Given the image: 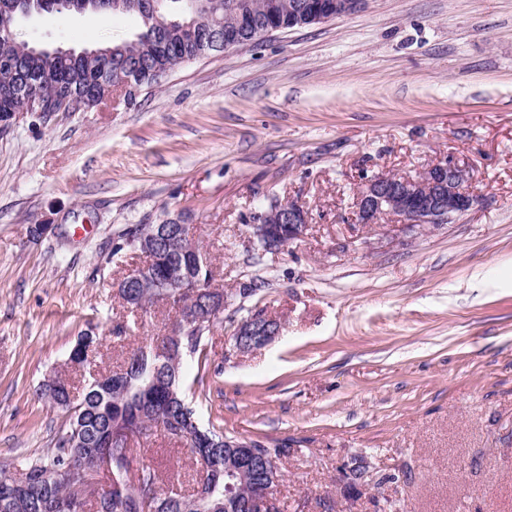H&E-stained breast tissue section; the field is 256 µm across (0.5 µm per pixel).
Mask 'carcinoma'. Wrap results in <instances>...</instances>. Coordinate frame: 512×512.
Listing matches in <instances>:
<instances>
[{
  "label": "carcinoma",
  "mask_w": 512,
  "mask_h": 512,
  "mask_svg": "<svg viewBox=\"0 0 512 512\" xmlns=\"http://www.w3.org/2000/svg\"><path fill=\"white\" fill-rule=\"evenodd\" d=\"M131 1L140 6V13L135 15L137 31L127 41L101 45L111 51L108 62L88 56L68 58L64 62L37 56L31 53L30 43L4 34L3 26L9 18L8 13H0V121L19 107L28 112H48L64 99L70 111L81 112L94 107L104 97L117 70L132 76L142 86H158L157 74L195 59L197 45L186 31L193 24V15L181 13L180 0H112V6L104 14L126 15V6ZM211 2L212 16L222 22L223 28L235 29L238 18L226 9L233 0ZM244 2L257 15L265 14L268 5L276 3L275 18L286 29L294 18L292 8L299 0ZM172 249V237H159L156 255L149 266L151 277H165ZM120 299L131 310L141 312L160 301L169 300L178 309L185 303L184 295L177 290L163 295L153 288H135L131 295H122ZM162 341L174 346L173 354L160 358L150 346L134 349L116 369L90 377L77 402L73 401L69 384L60 378L54 390H43V396L68 412L67 429L50 453L19 463L17 476L32 481L28 492L7 494L4 483L0 482V512H44L47 504L58 499L73 506L84 505L82 484L67 475L66 460L70 455L77 456L87 466H93L110 423L117 418H140L154 423L161 420L170 427L176 423L190 429L191 436L185 438V445L191 457L198 463L200 457L208 456L217 466L215 478L224 484V454L210 448L211 441L220 439L221 435L200 426L193 410L185 403L182 386L184 357L196 361L200 368L208 364L203 336L193 337L189 353L182 348L187 342L183 337L177 340L168 335ZM89 352V345L76 343L69 355L70 365L83 368ZM129 466L127 456L112 459L116 483L110 485V495L96 512H138L135 507L138 490L123 481V473ZM144 476L145 486L162 504V512H195L193 495L172 488L161 489L151 471H144Z\"/></svg>",
  "instance_id": "carcinoma-1"
}]
</instances>
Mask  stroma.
Returning <instances> with one entry per match:
<instances>
[{
	"label": "stroma",
	"instance_id": "obj_1",
	"mask_svg": "<svg viewBox=\"0 0 512 512\" xmlns=\"http://www.w3.org/2000/svg\"><path fill=\"white\" fill-rule=\"evenodd\" d=\"M135 29L56 14L20 34L77 50ZM444 157L479 204L429 234L358 243L363 179ZM273 198L311 224L258 262L244 219ZM177 216L227 296L208 368L187 365L188 400L224 436L287 449L279 512H512V0H368L185 63L130 104L15 113L0 128V471L66 429L38 389L68 374L83 333L100 339L97 371L168 334L162 303L135 327L112 283L142 260L109 250ZM258 309L283 332L239 352L232 330ZM130 460L197 487L165 431L132 437ZM359 461L372 484L357 500L342 473Z\"/></svg>",
	"mask_w": 512,
	"mask_h": 512
}]
</instances>
